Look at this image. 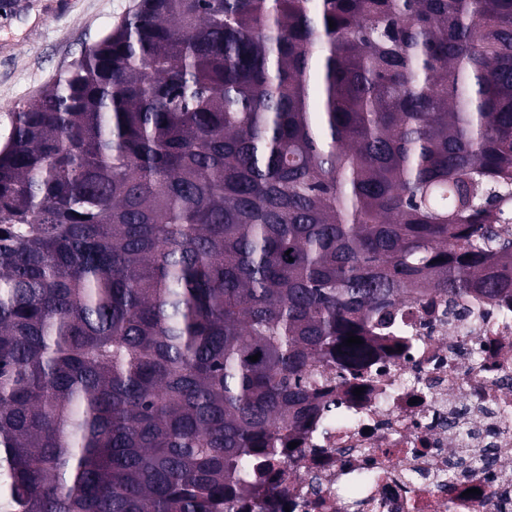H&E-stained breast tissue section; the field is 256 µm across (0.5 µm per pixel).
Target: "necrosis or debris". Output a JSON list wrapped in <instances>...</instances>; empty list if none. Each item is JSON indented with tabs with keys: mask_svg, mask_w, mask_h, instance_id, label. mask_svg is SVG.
Returning <instances> with one entry per match:
<instances>
[{
	"mask_svg": "<svg viewBox=\"0 0 512 512\" xmlns=\"http://www.w3.org/2000/svg\"><path fill=\"white\" fill-rule=\"evenodd\" d=\"M327 411L274 461L283 494L233 512H512V294L400 305L385 336L334 369ZM481 456L458 471L450 449Z\"/></svg>",
	"mask_w": 512,
	"mask_h": 512,
	"instance_id": "necrosis-or-debris-1",
	"label": "necrosis or debris"
}]
</instances>
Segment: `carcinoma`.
I'll return each mask as SVG.
<instances>
[{"label":"carcinoma","mask_w":512,"mask_h":512,"mask_svg":"<svg viewBox=\"0 0 512 512\" xmlns=\"http://www.w3.org/2000/svg\"><path fill=\"white\" fill-rule=\"evenodd\" d=\"M9 117L4 512L265 497L346 338L512 292V0H140Z\"/></svg>","instance_id":"cac0c4a2"}]
</instances>
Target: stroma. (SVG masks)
Wrapping results in <instances>:
<instances>
[{"label":"stroma","instance_id":"1","mask_svg":"<svg viewBox=\"0 0 512 512\" xmlns=\"http://www.w3.org/2000/svg\"><path fill=\"white\" fill-rule=\"evenodd\" d=\"M138 0H8L0 10V134L7 114L133 12Z\"/></svg>","mask_w":512,"mask_h":512}]
</instances>
